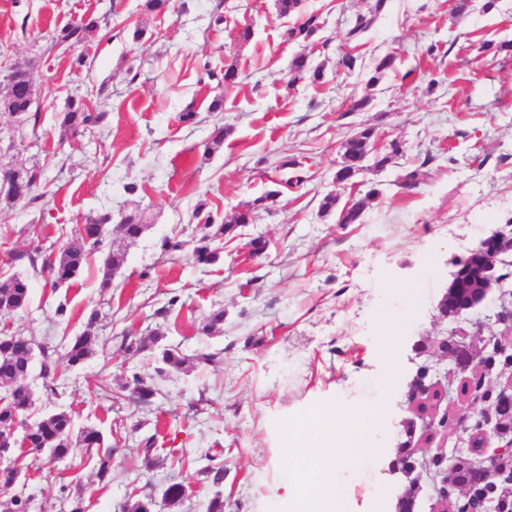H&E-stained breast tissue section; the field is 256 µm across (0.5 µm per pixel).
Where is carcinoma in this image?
Wrapping results in <instances>:
<instances>
[{
  "mask_svg": "<svg viewBox=\"0 0 512 512\" xmlns=\"http://www.w3.org/2000/svg\"><path fill=\"white\" fill-rule=\"evenodd\" d=\"M387 5V0H375L370 14L356 19L349 31L350 38L361 39L369 32L376 19ZM318 19L310 15L298 26L288 30V38H309L317 28ZM98 30V21L89 18L76 25L63 28L58 37V43L74 47L86 42L89 33ZM293 80H306L311 84H320L324 79L322 66H311L308 56L300 54L294 57L291 64ZM37 78L29 67H16L11 70L8 80V91L0 97V112L10 116L20 112L28 115V121H38V113L32 112L37 92ZM104 119V113L96 111L94 104L84 98H70L64 112L61 113V125L75 137L85 130L99 125ZM373 132L365 129L347 139L343 144V165L338 173L352 175L362 168V162L373 149L371 139ZM283 171L282 183L287 186L299 187L307 182L303 160L293 159L281 163ZM0 175L7 178L10 188L4 193L7 201H24L32 204L41 198L37 194V185L41 176L38 165H10L0 169ZM278 195L276 191H268L247 203V209L236 216L231 224L217 223L211 214H206L201 222V235L193 250V261L199 265H212L220 258L219 248L213 243L230 234L239 224H245L251 219V214L259 209H265L268 202ZM378 191L372 188L364 193L357 192L352 205L342 217L341 223L354 224L360 220L363 213L376 199ZM112 223V213L101 212L86 219L81 225L76 238L67 243L56 257L45 258L37 249L27 252H11L8 254L9 263L24 264L33 273L47 277V283L55 289L73 281L88 264L90 257L100 250L106 241L107 226ZM145 229L140 218L128 216L118 225L119 244L109 248L103 262L100 287L108 288L112 283V272L125 261L122 243L133 242L139 238ZM30 300V283L28 278L11 275L0 280V312H13L27 307ZM472 301L464 289L455 288L448 294V305L454 310H464ZM224 324V310L212 311L202 321L201 332L212 336ZM99 340L98 313L93 311L85 319L83 330L60 351L45 341H39L34 336H14L5 330H0V433L13 430L16 424L24 423V419L36 404V398L31 387L26 383L31 370L34 350H40L42 355V375L47 380L44 390L56 392L58 371L67 367L83 364L95 353ZM155 371L163 376L169 371H179L189 363L217 368L222 363V352L202 351L193 357L182 354L177 347H164L156 354ZM512 363V352L501 353L490 361L483 363L480 372L473 376V382L481 385L487 375L494 370H504ZM156 390L153 385L138 376H133L132 397L136 405L148 407L153 403ZM491 405L498 417V426L504 434L512 433V398L498 395L493 396ZM22 448H47L56 459L69 456L77 448L98 449L97 476L103 481L112 474V446L107 444L103 433L95 428L75 430V419L71 411L59 408L48 413L39 421L29 426L22 438L15 441ZM477 474L462 463L456 466L453 482L457 491L451 492L450 504L453 509L465 507L466 500L456 496L473 485L479 486L484 494H492L494 485L478 484Z\"/></svg>",
  "mask_w": 512,
  "mask_h": 512,
  "instance_id": "cac0c4a2",
  "label": "carcinoma"
}]
</instances>
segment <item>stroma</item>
I'll list each match as a JSON object with an SVG mask.
<instances>
[{"label":"stroma","instance_id":"35a3bbf8","mask_svg":"<svg viewBox=\"0 0 512 512\" xmlns=\"http://www.w3.org/2000/svg\"><path fill=\"white\" fill-rule=\"evenodd\" d=\"M389 0L362 42L348 32L374 0H305L319 19L308 39L286 32L294 16H280L275 0H171L150 12L144 0H0V95L14 67L37 76L36 132L0 116V161L38 163L40 202L0 204V277L15 272L8 250L57 253L85 217L108 211L113 224L142 214L147 226L126 244L123 266L101 287V254L91 256L75 282L45 287L29 274L26 309L0 313L17 336L64 348L90 312H98L93 357L66 370L55 396L37 386L30 420L71 408L78 426L109 430L112 474L100 482L89 454L56 462L51 477L27 480L29 512H69L83 494L85 512H120L130 493L151 497L153 512H207L222 493L224 512H289L284 431L317 405L383 403L392 444L405 439L408 385L419 367L454 370L434 339L450 331L474 346L504 334L492 319H439L437 302L455 259L512 221V0ZM102 20L85 44H56L59 31L88 17ZM250 28L241 41L237 32ZM141 38H134L135 30ZM346 53L354 70L336 62ZM307 55L323 66L325 82L290 83L292 59ZM394 56L395 68L368 86L376 61ZM237 70L235 86L208 79L204 68ZM91 98L103 122L71 138L60 125L68 98ZM369 104L358 111L361 97ZM224 109L210 111L214 99ZM194 110L191 122L180 121ZM223 146L206 152L214 126ZM374 129L376 143L397 142L401 154L386 168L355 178L379 192L356 224L320 203L349 191L336 181L342 145ZM309 158L312 178L299 189H277L279 162ZM419 170L418 183L403 187ZM137 184L130 195L124 186ZM279 195L255 213L233 239L220 243L221 260L193 262L204 208L228 222L246 203L270 190ZM181 241L163 251L165 239ZM266 240L261 256L252 239ZM422 288L404 305L397 359L398 384L381 391L377 303L390 286ZM67 306L69 319L56 309ZM223 309L224 324L199 333L203 317ZM161 333L162 344L192 356L219 350L218 368L192 367L160 377L153 351L122 349L123 336ZM153 384L151 406L138 407L124 389L133 376ZM155 437L152 466H144L147 437ZM224 464V483L212 486L207 456ZM391 459L379 456L348 474L344 493L353 512H391L402 484ZM179 482L191 494L179 505L163 498Z\"/></svg>","mask_w":512,"mask_h":512}]
</instances>
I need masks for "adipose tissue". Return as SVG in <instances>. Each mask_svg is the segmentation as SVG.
Masks as SVG:
<instances>
[{
  "mask_svg": "<svg viewBox=\"0 0 512 512\" xmlns=\"http://www.w3.org/2000/svg\"><path fill=\"white\" fill-rule=\"evenodd\" d=\"M377 406L329 404L286 430L288 455L301 473L289 488L295 512H348L342 474L363 467L389 447Z\"/></svg>",
  "mask_w": 512,
  "mask_h": 512,
  "instance_id": "obj_1",
  "label": "adipose tissue"
}]
</instances>
